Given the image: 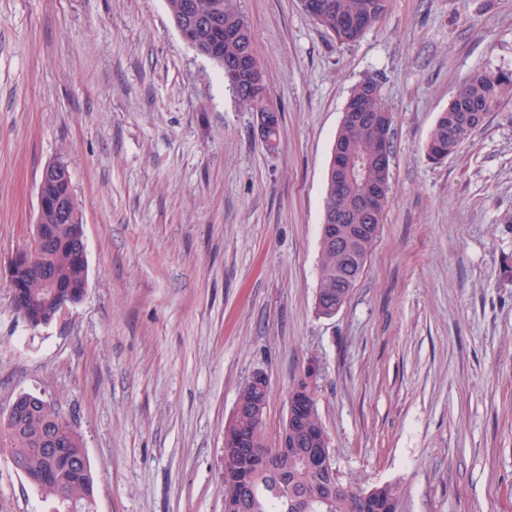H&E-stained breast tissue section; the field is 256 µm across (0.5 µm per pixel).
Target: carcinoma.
Returning a JSON list of instances; mask_svg holds the SVG:
<instances>
[{"mask_svg": "<svg viewBox=\"0 0 512 512\" xmlns=\"http://www.w3.org/2000/svg\"><path fill=\"white\" fill-rule=\"evenodd\" d=\"M197 9L215 20L209 28H193L192 43L206 46L220 43L224 58L254 59V45L249 26L235 8L233 0H195ZM323 4L314 22L333 33L342 44L360 39L386 13L389 0H320ZM378 79L368 76L351 89L346 110L360 101L363 112L378 118L386 128L387 147L393 144V116L381 101V92L375 88ZM240 97L251 111H265L269 107L264 71L247 73L241 79ZM512 100V71L478 69L458 89L441 113L427 141L425 155L433 163H440L469 140L483 125L487 115L504 102ZM336 140L344 158L356 160L358 169L352 183L341 198H336V179L345 178L336 155H331L328 189L325 203L327 222L336 226L343 242L320 240V287L315 298L317 314L330 316L339 299H348L364 269L378 235L377 225L383 224L387 196L376 203L369 219L355 212L357 196L371 185L389 186L390 172L375 161L379 150L376 127L370 120L343 122ZM42 194L49 200L74 194L72 178L62 177L43 185ZM50 262L56 273L57 288H39L22 283L19 302L35 306L41 316L52 312L57 301L77 298L82 293L87 268L70 259L63 247H58ZM316 385L309 375L300 377L291 387L288 399L293 401L289 422L282 423L280 441L285 446L272 453L268 450L264 431V413L267 387L244 386L240 401L243 410L224 426V484L244 489L243 508L237 512H317V499L328 487L333 493L327 503L328 512H399L400 495L392 484L363 489L333 479L329 471L334 463L323 461L318 466L306 463L301 452L323 442L326 435L318 413ZM21 419L15 429H4L0 420V453L10 451L12 458L23 462L27 473L37 478L46 467L40 452L42 433L55 435L66 444L67 455L56 465L54 483L38 489L54 502L55 512H63L66 496L77 501L78 512H96L91 468L84 467L87 457L81 434L60 417L61 410L54 403L36 406L31 394L18 396Z\"/></svg>", "mask_w": 512, "mask_h": 512, "instance_id": "obj_1", "label": "carcinoma"}]
</instances>
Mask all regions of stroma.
Returning <instances> with one entry per match:
<instances>
[{"label": "stroma", "mask_w": 512, "mask_h": 512, "mask_svg": "<svg viewBox=\"0 0 512 512\" xmlns=\"http://www.w3.org/2000/svg\"><path fill=\"white\" fill-rule=\"evenodd\" d=\"M275 148L167 0H0V263L44 166L67 162L87 288L29 326L0 279V416L48 398L81 434L97 512H224V426L255 371L275 443L316 366L343 483L400 512H512V102L440 164L425 145L478 68L512 71V0H390L342 46L300 0H236ZM394 116L373 252L335 316L314 310L328 163L351 88ZM0 512L51 502L0 454Z\"/></svg>", "instance_id": "35a3bbf8"}]
</instances>
